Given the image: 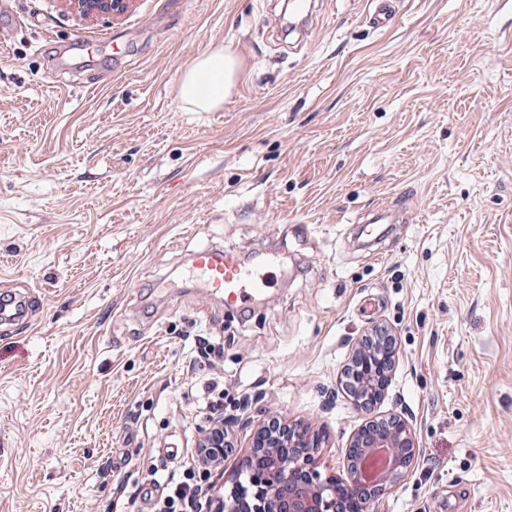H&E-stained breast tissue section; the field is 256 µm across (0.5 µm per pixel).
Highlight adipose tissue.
<instances>
[{
  "label": "adipose tissue",
  "mask_w": 512,
  "mask_h": 512,
  "mask_svg": "<svg viewBox=\"0 0 512 512\" xmlns=\"http://www.w3.org/2000/svg\"><path fill=\"white\" fill-rule=\"evenodd\" d=\"M240 71L241 60L230 49L204 51L183 71L179 99L191 112L217 110L231 97Z\"/></svg>",
  "instance_id": "ef3b65f1"
}]
</instances>
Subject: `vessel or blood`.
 Here are the masks:
<instances>
[{
  "label": "vessel or blood",
  "mask_w": 512,
  "mask_h": 512,
  "mask_svg": "<svg viewBox=\"0 0 512 512\" xmlns=\"http://www.w3.org/2000/svg\"><path fill=\"white\" fill-rule=\"evenodd\" d=\"M194 274L212 293L223 297L225 306H245L258 293L262 278L243 264L237 253L218 248H204L191 256ZM0 327L29 331L34 327L33 308L25 288L0 290Z\"/></svg>",
  "instance_id": "b4317fda"
}]
</instances>
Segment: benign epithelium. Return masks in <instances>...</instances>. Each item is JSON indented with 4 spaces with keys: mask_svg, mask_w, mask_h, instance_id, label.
Listing matches in <instances>:
<instances>
[{
    "mask_svg": "<svg viewBox=\"0 0 512 512\" xmlns=\"http://www.w3.org/2000/svg\"><path fill=\"white\" fill-rule=\"evenodd\" d=\"M83 18L112 16L128 0H63ZM397 360V340L388 326L376 323L356 344L343 371L342 388L365 422L345 449L346 476L320 470L316 454L323 437L300 424L276 418L226 417L220 435L203 446L206 456L233 447L232 436L250 430V450L238 469L218 485L213 512H373L374 505L411 470L416 444L400 416H374L384 399ZM375 448H390L393 459L372 482L359 466Z\"/></svg>",
    "mask_w": 512,
    "mask_h": 512,
    "instance_id": "7a95c632",
    "label": "benign epithelium"
}]
</instances>
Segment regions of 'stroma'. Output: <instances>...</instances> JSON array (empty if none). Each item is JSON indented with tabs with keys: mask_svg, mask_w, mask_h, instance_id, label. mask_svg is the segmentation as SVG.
<instances>
[{
	"mask_svg": "<svg viewBox=\"0 0 512 512\" xmlns=\"http://www.w3.org/2000/svg\"><path fill=\"white\" fill-rule=\"evenodd\" d=\"M368 9L316 0L301 41L280 0H0V272L37 321L0 335V512H149L204 394L325 433L344 474L365 417L342 370L376 322L397 362L375 412L416 443L376 512H512V0ZM220 46L233 100L185 111ZM400 194L409 223L368 241L358 215ZM207 245L278 251L263 300L188 281ZM65 5L83 18L112 16L124 12L128 0H63ZM240 71L241 60L230 49L206 50L183 71L179 99L190 112L217 110L232 96Z\"/></svg>",
	"mask_w": 512,
	"mask_h": 512,
	"instance_id": "obj_1",
	"label": "stroma"
}]
</instances>
